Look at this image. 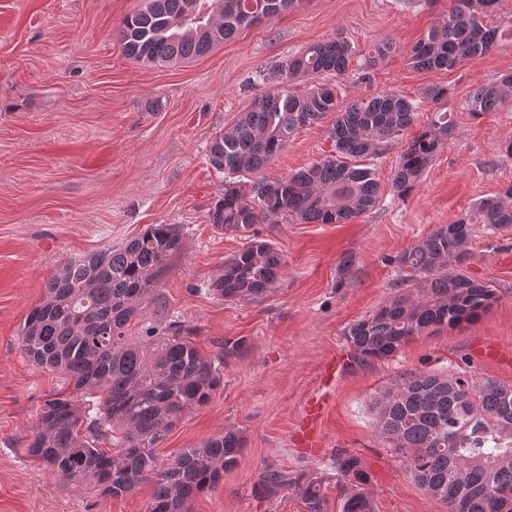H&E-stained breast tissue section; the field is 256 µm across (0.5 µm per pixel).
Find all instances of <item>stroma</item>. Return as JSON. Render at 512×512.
I'll list each match as a JSON object with an SVG mask.
<instances>
[{"label":"stroma","mask_w":512,"mask_h":512,"mask_svg":"<svg viewBox=\"0 0 512 512\" xmlns=\"http://www.w3.org/2000/svg\"><path fill=\"white\" fill-rule=\"evenodd\" d=\"M144 0H0V512H147L149 487L119 498L64 485L28 458L37 412L69 396L67 382L34 366L20 330L68 261L118 247L151 224L184 227V249L159 289L170 315L195 329L200 351L243 340L224 365V388L183 415L158 449L168 459L227 429L244 439L235 468L198 496L192 512H306L297 489L268 497L257 473L271 466L318 478L326 512H340L334 460L356 456L370 475L375 512H445L427 497L377 428L372 403L414 372L467 374L512 387V225H476L464 273L495 288L479 320L419 336L386 360L352 358L349 326L395 293L394 258L437 225L512 185V102L476 115L479 84L512 71V41L452 71L408 67L407 50L447 14L451 0H306L241 29L207 54L176 65L129 58L116 35ZM341 36L356 49L395 50L367 71L349 70L347 98L392 90L435 105L449 88L455 128L403 199L384 194L349 224L296 217L256 225L274 242L284 275L259 301H225L201 285L241 247L209 212L224 177L207 160L224 129L266 87L258 74L283 57ZM329 121L304 128L266 170L278 178L333 155Z\"/></svg>","instance_id":"stroma-1"}]
</instances>
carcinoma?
Segmentation results:
<instances>
[{
    "mask_svg": "<svg viewBox=\"0 0 512 512\" xmlns=\"http://www.w3.org/2000/svg\"><path fill=\"white\" fill-rule=\"evenodd\" d=\"M500 0H452L448 14L407 51L416 70H453L512 40V19L489 26ZM304 0H148L125 16L118 35L136 61L177 64L206 54L240 29L259 25ZM388 42L358 51L338 36L282 59L259 75L269 85L209 149V164L224 174V195L209 221L243 240L202 291L224 300L266 296L283 275L276 245L253 231L293 214L307 224H347L382 197L378 172L344 157L374 159L405 142L391 181L406 197L453 129V113L436 111L412 133L415 104L393 91L340 102L336 87L299 91V75L343 74L356 55L371 68L392 53ZM512 74L476 87L467 109L475 114L505 106ZM336 114L329 129L336 157H326L270 180L264 170L298 130ZM512 224V186L478 200L453 224H440L395 259L399 290L345 332L360 363L387 360L411 339L481 318L497 301L492 285L457 269L469 258L472 227ZM184 248L179 224H151L119 248L66 263L27 314L22 349L33 365L65 377L67 398L45 401L26 453L45 473L68 486L92 487L119 498L148 484V512H190L192 501L215 488L243 449L235 430L159 460L158 445L184 413L206 406L224 386V360L241 341H226L214 356L200 352L191 326L167 314L158 283ZM152 308L141 335H127L133 319ZM380 435L403 459L419 488L446 512H500L512 497V388L493 379L412 373L374 402ZM112 441V450L99 447ZM343 479L341 512H375L369 476L352 455L336 458ZM296 486L306 512H324L316 479L267 467L255 488L275 496Z\"/></svg>",
    "mask_w": 512,
    "mask_h": 512,
    "instance_id": "1",
    "label": "carcinoma"
}]
</instances>
